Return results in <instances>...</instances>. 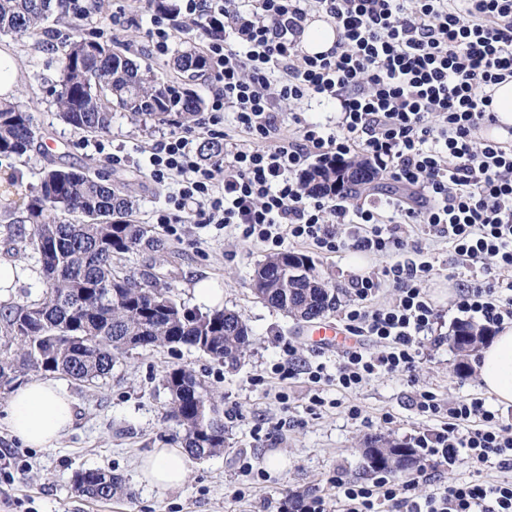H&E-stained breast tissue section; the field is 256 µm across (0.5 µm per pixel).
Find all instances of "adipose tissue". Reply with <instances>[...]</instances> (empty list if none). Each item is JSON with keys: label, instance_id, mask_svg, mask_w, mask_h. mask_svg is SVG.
Listing matches in <instances>:
<instances>
[{"label": "adipose tissue", "instance_id": "ef3b65f1", "mask_svg": "<svg viewBox=\"0 0 512 512\" xmlns=\"http://www.w3.org/2000/svg\"><path fill=\"white\" fill-rule=\"evenodd\" d=\"M481 387L498 402L512 403V326L504 327L481 349L476 363ZM5 422L14 437L34 448L57 441L73 423L71 399L59 382L34 378L17 387L5 408ZM139 478L160 490L183 485L187 465L182 449L158 448L141 460Z\"/></svg>", "mask_w": 512, "mask_h": 512}]
</instances>
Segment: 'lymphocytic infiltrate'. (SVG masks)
Here are the masks:
<instances>
[{"mask_svg": "<svg viewBox=\"0 0 512 512\" xmlns=\"http://www.w3.org/2000/svg\"><path fill=\"white\" fill-rule=\"evenodd\" d=\"M312 11L325 14L338 32L323 55L299 46ZM176 27L205 49L214 92L202 128L224 142V176L216 178L218 169L187 136L170 133L148 162L154 180L179 178L175 209L198 212L272 251L293 240L324 254L352 249L389 259L350 283L343 322L360 344L343 351L335 373L321 364L308 368L311 383L349 393L372 376L415 371L420 339L432 332L439 312L424 289L432 262L395 259L408 246L412 224L447 239L456 255L481 270L458 310L489 328L512 324V281L493 279L484 266L491 257L495 268L512 269V146L477 136L480 126L497 121L489 110L493 86L512 78V0H259L248 13L241 0H182L175 12L151 16L157 55L167 53ZM310 98L339 103L336 129L302 120L286 133L277 100ZM228 118L249 144L228 136ZM354 152L387 172L397 193L357 201L305 192L308 169ZM344 224L363 230L348 236ZM384 287L395 289L396 299L375 305ZM366 338L377 352L363 346ZM414 407L439 422L414 440L420 465L403 477L336 476L337 512H512V479L452 480L444 491L416 494L434 463L461 453L475 468L512 466V423L502 412L480 397L447 403L428 389L417 390Z\"/></svg>", "mask_w": 512, "mask_h": 512, "instance_id": "obj_1", "label": "lymphocytic infiltrate"}]
</instances>
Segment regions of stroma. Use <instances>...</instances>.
I'll list each match as a JSON object with an SVG mask.
<instances>
[{
  "mask_svg": "<svg viewBox=\"0 0 512 512\" xmlns=\"http://www.w3.org/2000/svg\"><path fill=\"white\" fill-rule=\"evenodd\" d=\"M150 17V10L133 8L130 0H110L103 15L93 13L78 21L71 14L57 13L26 36L0 35V48L11 50L20 68L15 100L32 114L37 127V140L27 155L0 158V184L14 178L29 191L39 185L47 168L88 165L109 181L132 184L137 200L132 219L148 227L160 245L127 254L119 271L169 289L176 302L195 311L206 309L196 297L197 288L223 291L224 308L242 315L255 342L234 366L185 346H166L130 351L111 374L96 382L65 381L74 421L48 448L22 444L0 422V455H10L16 462L15 468L0 470V512H286L293 492L309 488L314 494L328 495L332 476L368 479L361 453L367 438L385 436L409 446L419 433L435 429L436 421L416 413V387L429 388L448 401L483 394L475 370L458 372L459 356L448 342L452 327L462 319L457 298L471 282L473 270L446 239L418 229L411 237L425 248L436 268L425 288L442 318L433 336L424 341L425 356L417 365L415 381L381 375L344 396L328 386L322 392L324 406L315 408L310 403L315 386L307 374L289 379L273 374V365L285 358V343H292L301 360L312 365L334 366L339 352L313 347L306 323L255 299L250 278L267 255L264 246L243 241L221 225L205 223L195 213L178 223H158V215H175L172 199L179 185L170 179L156 183L142 164L170 132V125L118 112L107 132L87 134L73 130L56 112L53 89L67 40L124 43L136 54L149 48ZM116 154L122 156L121 164H113ZM29 230L22 193L0 195V259L15 262L22 273L8 294L12 301L37 297L42 288ZM291 249L311 255L317 269L336 282L338 301L331 319L341 321L354 277L349 252L327 255L302 243L292 244ZM171 365L191 368L223 395L229 431L223 453L189 460L186 482L160 491L138 480L137 467L153 449L183 445L185 431L168 417V395L162 387L163 371ZM279 390L286 393V402L276 400ZM339 398L359 406L371 427L350 420L345 406H336ZM388 414L393 417L389 424L383 421ZM276 455L285 462L283 470L266 466L267 458ZM246 462L251 463L252 473L243 472ZM96 468L120 475L132 496L111 501L77 496L72 489L75 471ZM237 488L244 490V499L234 497Z\"/></svg>",
  "mask_w": 512,
  "mask_h": 512,
  "instance_id": "obj_1",
  "label": "stroma"
}]
</instances>
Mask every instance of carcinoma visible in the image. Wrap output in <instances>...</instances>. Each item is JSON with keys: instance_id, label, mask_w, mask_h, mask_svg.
Listing matches in <instances>:
<instances>
[{"instance_id": "cac0c4a2", "label": "carcinoma", "mask_w": 512, "mask_h": 512, "mask_svg": "<svg viewBox=\"0 0 512 512\" xmlns=\"http://www.w3.org/2000/svg\"><path fill=\"white\" fill-rule=\"evenodd\" d=\"M63 0H0V33L25 35L36 30ZM203 55L189 49L170 68L190 79L205 71ZM59 116L90 133L105 132L112 115L189 127L197 124L202 101L186 89L160 80L151 65L140 68L124 52L87 39L68 44L58 75ZM37 138L32 116L15 102L0 101V156L21 157ZM375 173L366 162L345 160L331 168L314 167L303 176L313 195H334L340 188L358 192ZM132 191L91 173L58 167L47 170L27 211L30 243L39 255L43 289L22 302L0 304V387L25 372L59 374L77 382L106 377L129 351L162 346L193 347L215 361L237 363L253 344L251 329L235 311L196 312L177 304L163 288L119 274L116 261L157 240L133 224ZM256 299L297 321L321 319L336 309L338 287L316 270L313 260L277 252L257 264L251 280ZM452 347L466 358L486 341L484 327L456 323ZM170 396L168 414L185 429L189 456L202 459L224 451L229 430L224 401L193 370L178 366L164 372ZM364 469L392 474L418 465L417 449L381 436L363 450ZM81 496L110 500L128 495L122 478L100 469L74 474Z\"/></svg>"}]
</instances>
